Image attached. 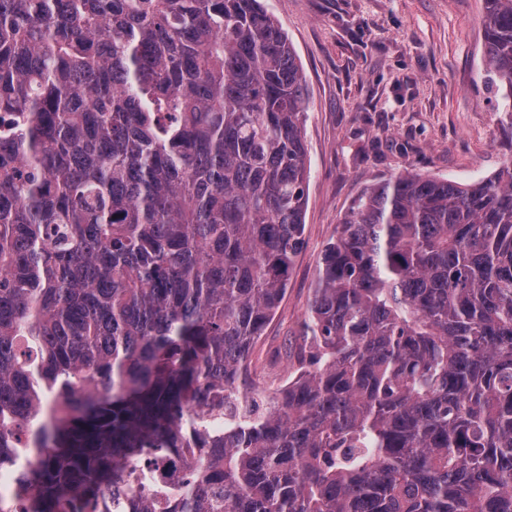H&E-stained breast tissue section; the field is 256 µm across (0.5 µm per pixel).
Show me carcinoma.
I'll use <instances>...</instances> for the list:
<instances>
[{"instance_id": "cac0c4a2", "label": "carcinoma", "mask_w": 512, "mask_h": 512, "mask_svg": "<svg viewBox=\"0 0 512 512\" xmlns=\"http://www.w3.org/2000/svg\"><path fill=\"white\" fill-rule=\"evenodd\" d=\"M512 116V0H484ZM308 89L261 0H0V468L19 512H512V159L366 187L298 373ZM206 448L201 459L192 454Z\"/></svg>"}]
</instances>
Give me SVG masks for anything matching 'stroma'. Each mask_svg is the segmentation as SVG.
Returning <instances> with one entry per match:
<instances>
[{"label": "stroma", "instance_id": "35a3bbf8", "mask_svg": "<svg viewBox=\"0 0 512 512\" xmlns=\"http://www.w3.org/2000/svg\"><path fill=\"white\" fill-rule=\"evenodd\" d=\"M262 2L292 41L309 94L304 247L251 355L254 374L278 385L322 251L352 199L404 169L462 183L494 173L512 157V116L485 72L483 0Z\"/></svg>", "mask_w": 512, "mask_h": 512}]
</instances>
